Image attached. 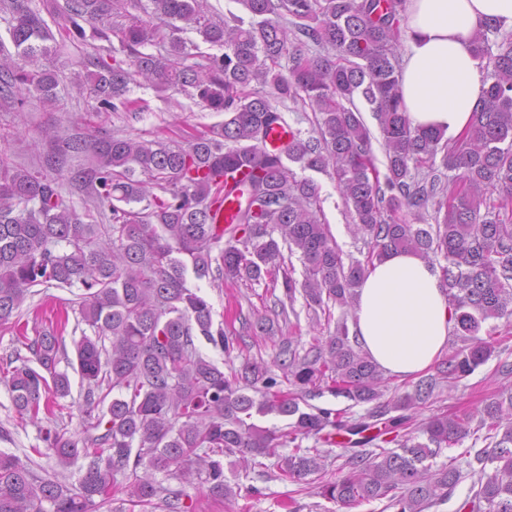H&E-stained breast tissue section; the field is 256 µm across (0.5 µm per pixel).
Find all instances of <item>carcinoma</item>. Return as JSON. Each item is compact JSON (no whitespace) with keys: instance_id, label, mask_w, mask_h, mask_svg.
<instances>
[{"instance_id":"1","label":"carcinoma","mask_w":512,"mask_h":512,"mask_svg":"<svg viewBox=\"0 0 512 512\" xmlns=\"http://www.w3.org/2000/svg\"><path fill=\"white\" fill-rule=\"evenodd\" d=\"M32 0H0L11 15L13 49L0 40V109L20 112L36 95L59 102L55 71L40 59L55 40ZM248 17H215L207 0H64L52 17L62 41L120 36L126 59L101 55L83 61L96 111L131 110L130 85L143 80L190 92L200 104L227 115L224 124L188 145L163 140L74 136L70 148L88 164L71 173L91 193L107 223L90 224L61 194L66 160L51 153L43 170L29 171L0 155V325L9 323L29 290L80 285L77 306L92 331L74 342L70 359L51 331L25 339L38 367L12 368L6 383L16 412L36 422L51 419L57 399L70 394L60 362L87 384L84 436L49 429L44 441L67 467L87 460L77 483L39 476L19 457L0 452V512H101L110 506L117 476L127 481L128 512L177 505L157 475L183 485L206 486L215 498L234 496L224 458L238 456L267 469L270 479L294 486V495L319 482V494L340 509L381 501L386 512H427L448 502L458 485L471 486L457 512H512V389L488 399L480 420L436 414L417 423L407 414L426 404L439 384L461 379L486 363L498 341L480 336L487 321L512 326V32L493 24L474 38L490 69L482 105L466 130L449 142L411 126L400 91L396 48L404 38L406 0H236ZM194 31L222 50L203 54L183 37ZM322 48L312 52L310 45ZM154 47L157 52L146 51ZM288 65L282 66V59ZM282 99L300 101L315 114L318 136L292 132L276 152L264 143L285 116L252 83ZM375 112L385 148L386 172L375 165L372 138L354 98ZM454 173L442 185L436 157ZM336 180L365 259L344 263L321 218L319 185L298 179L286 161ZM228 224L215 223L226 202ZM435 202V224H411L404 211ZM288 253L300 254L303 280ZM398 250L441 256L442 280L461 346L421 378L414 392L382 403V372L350 335L356 288L375 263ZM196 279L282 280L285 297L304 298L307 311L332 316L334 332L301 355L292 342L278 356L283 379L258 361L225 375L197 349L195 339L224 351L234 340L213 329L212 307L191 286ZM287 388H282V385ZM126 396L109 398L113 391ZM374 404L354 417L345 410L300 402L324 394ZM397 415L392 416L390 412ZM289 419L282 429L248 422L253 414ZM388 417L390 442L364 435ZM359 435L336 475L322 480L326 455L302 441L326 430ZM485 431L488 443L463 452L466 467L433 462L443 449ZM288 453H282V449Z\"/></svg>"}]
</instances>
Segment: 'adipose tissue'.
<instances>
[{"instance_id":"1","label":"adipose tissue","mask_w":512,"mask_h":512,"mask_svg":"<svg viewBox=\"0 0 512 512\" xmlns=\"http://www.w3.org/2000/svg\"><path fill=\"white\" fill-rule=\"evenodd\" d=\"M512 30V0H407L401 94L412 127L458 136L482 93L473 37L485 23ZM445 286L411 252L376 263L357 290L356 338L384 372L428 368L454 329Z\"/></svg>"}]
</instances>
